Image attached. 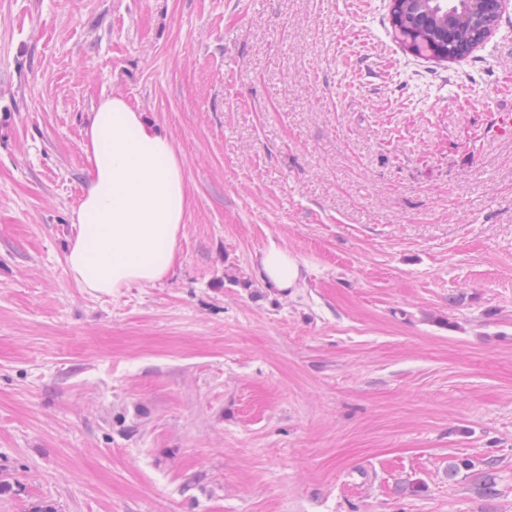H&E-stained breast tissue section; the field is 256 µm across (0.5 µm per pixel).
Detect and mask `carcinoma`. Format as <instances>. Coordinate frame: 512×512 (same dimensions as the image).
<instances>
[{"instance_id": "1", "label": "carcinoma", "mask_w": 512, "mask_h": 512, "mask_svg": "<svg viewBox=\"0 0 512 512\" xmlns=\"http://www.w3.org/2000/svg\"><path fill=\"white\" fill-rule=\"evenodd\" d=\"M468 10L469 0H454L449 6L439 2L435 10L425 8L415 0H397L392 6L391 23L410 51L428 58L444 56L455 60L483 41L480 25L463 19ZM463 469L476 474L483 496L494 498L500 494L495 476L496 460L452 459L448 461V479H455Z\"/></svg>"}]
</instances>
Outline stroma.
I'll return each mask as SVG.
<instances>
[{
    "mask_svg": "<svg viewBox=\"0 0 512 512\" xmlns=\"http://www.w3.org/2000/svg\"><path fill=\"white\" fill-rule=\"evenodd\" d=\"M391 2L0 0V512H512V0L443 62ZM105 95L190 196L110 294L65 261ZM254 263L264 286L274 292L291 293L303 283L304 268L300 259L274 241L256 255ZM461 469L474 473L476 475L477 485L484 497L495 498L500 494L498 483L494 470L496 469V460L482 459L481 462H475L471 459H452L448 462V478L454 480Z\"/></svg>",
    "mask_w": 512,
    "mask_h": 512,
    "instance_id": "35a3bbf8",
    "label": "stroma"
}]
</instances>
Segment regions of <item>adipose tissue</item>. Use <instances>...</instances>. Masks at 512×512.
I'll return each mask as SVG.
<instances>
[{"instance_id":"ef3b65f1","label":"adipose tissue","mask_w":512,"mask_h":512,"mask_svg":"<svg viewBox=\"0 0 512 512\" xmlns=\"http://www.w3.org/2000/svg\"><path fill=\"white\" fill-rule=\"evenodd\" d=\"M85 186L65 261L78 287L111 293L162 281L176 261L189 206L183 163L169 134L120 96L102 97L83 131ZM266 288L289 293L300 259L277 243L255 258Z\"/></svg>"}]
</instances>
